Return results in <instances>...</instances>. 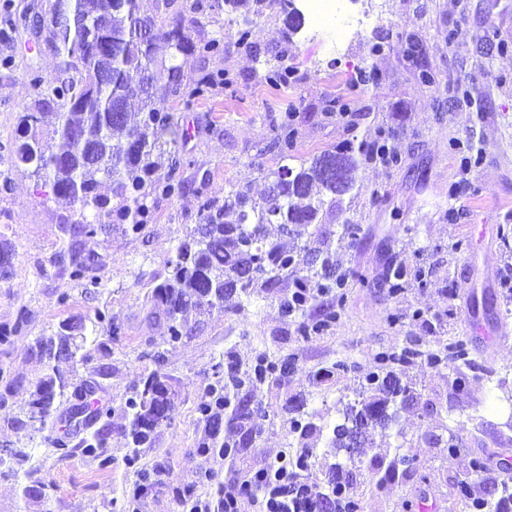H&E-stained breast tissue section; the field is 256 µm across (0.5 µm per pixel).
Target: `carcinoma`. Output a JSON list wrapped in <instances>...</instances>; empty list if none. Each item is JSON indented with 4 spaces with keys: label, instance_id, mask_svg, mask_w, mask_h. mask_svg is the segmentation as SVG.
<instances>
[{
    "label": "carcinoma",
    "instance_id": "carcinoma-1",
    "mask_svg": "<svg viewBox=\"0 0 512 512\" xmlns=\"http://www.w3.org/2000/svg\"><path fill=\"white\" fill-rule=\"evenodd\" d=\"M271 6L285 14L291 32L301 29L302 13L293 0H212L209 5L196 2L192 10L233 7L259 15ZM49 13V22L40 25V42L55 50L57 66L48 78L35 69L30 72L31 82L44 87L46 97L42 110L19 115L22 140L16 148L17 161L31 175L51 184L55 195L77 206L63 231L74 227L92 236L117 218L139 233L150 216L149 197L172 199L186 190L184 181L176 175L177 161L167 150L178 136L172 103L190 106L203 100L217 82L213 75L194 84L184 82L177 58L191 53L203 58L219 54L224 51V40L212 38L196 45L184 34L181 20L165 29L156 17L140 13L137 0H54ZM292 73L293 68L280 63L267 68L264 80L271 87L286 88ZM379 81L376 69L361 68L349 87L352 91L369 83L376 87ZM275 130L269 150L277 153L281 165L264 175L268 181L265 194L257 200L245 187L234 185L221 200L207 198L199 211L198 224L165 260L162 281L151 294L150 314L164 318L166 341H179L189 335L191 327L184 319L189 309L206 303L228 311L262 293L271 296L282 316L298 319L301 336L322 334L336 322V309L341 307L336 290L345 287L351 277L364 280L354 270L332 273L336 269V245H352L359 227L343 224L335 235L316 234L310 227L336 223V216L344 210V196L355 188L349 173L359 164L377 161L396 166L400 154L385 140L367 150L344 141L307 165L290 167L288 159L294 148L292 113L280 116ZM164 168L167 172L163 174ZM104 181L112 185L110 199L97 194ZM269 224L278 225L283 235L305 239L304 245L297 252L285 249L269 238ZM54 261L69 268L75 280L90 278L99 269L96 255L78 257L70 249L58 251ZM409 275L406 265L399 263L388 267L384 282L391 293L397 294ZM324 295L331 296L330 305L310 315ZM91 324L96 335L110 340L119 336L120 329L100 311ZM84 330L80 320L64 321L56 336L35 340L34 348L49 361L64 356L71 359L81 349L77 337L84 336ZM417 358L434 368H452L459 389L467 382L465 370L483 369L469 357L462 339L451 341L438 352L422 351L411 343L399 352L391 349L379 353L377 370L366 376L364 391L343 404L341 417L333 425L289 419V434L300 441L316 431L327 433V447L332 449L335 462L329 465L328 492L316 502L330 505L332 512H360L359 501L347 494L344 484V474L354 466L350 449L362 430L390 428L399 409L418 402V394L403 385L396 372V368L409 366ZM287 377L288 357L272 360L270 354L261 352L249 369L230 368L227 375L208 385L205 399L197 407L206 432L199 444L201 453L219 448L229 455L241 447L234 436L252 440L260 435L270 411L251 405V400L239 391L266 381L281 387ZM163 382H170V377L158 367L125 402L127 423L121 428L134 454L151 444L161 428L156 409L158 403L169 401L161 389ZM96 388L91 377L73 383L53 368L28 402L31 417L40 422L38 430L56 422L57 401L78 398L82 410H91L89 422L96 426L79 446L87 455H98L110 434L111 410L88 408L85 400ZM225 422L227 438L220 436ZM377 466L384 470L385 479L393 480L406 466V460L396 455L387 462L379 461ZM510 488L490 480L475 496L462 480L455 491L469 512H512Z\"/></svg>",
    "mask_w": 512,
    "mask_h": 512
}]
</instances>
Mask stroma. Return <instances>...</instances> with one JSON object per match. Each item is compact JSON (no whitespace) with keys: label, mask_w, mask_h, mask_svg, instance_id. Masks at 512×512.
<instances>
[{"label":"stroma","mask_w":512,"mask_h":512,"mask_svg":"<svg viewBox=\"0 0 512 512\" xmlns=\"http://www.w3.org/2000/svg\"><path fill=\"white\" fill-rule=\"evenodd\" d=\"M192 2L171 0L168 18L182 19L193 42L223 38L224 51L204 60L183 57L184 79L221 73L226 81L191 108L175 105L180 134L172 152L188 188L174 200L150 198V218L138 235L119 223L91 237L64 232L70 202L16 164L17 119L44 96L29 71L51 74L57 58L48 48L31 49L24 27L0 32V59L11 60L9 69L0 68V248L12 252L7 273L0 274V328L12 331L9 342H0V391L14 385L0 404V444L29 456L21 467L0 465V512H185L192 499L219 501L239 490L247 472L300 455L284 428L286 397L303 399L316 424L337 421L338 401L354 397L375 371L377 354L410 341L433 349L438 340L463 338L473 358L512 381V307L505 298L512 276V0H357L358 12L378 20L349 29L333 56L321 39L289 34L278 9L254 19L253 45L246 48L237 43L241 12L197 16ZM410 37L421 45L414 61L401 53ZM377 42L385 46L378 56L371 52ZM280 60L294 72L286 89L275 90L264 73ZM363 67L378 70L380 87L350 91L351 75ZM423 68L434 73V84L419 81ZM331 98L347 103L346 116L328 115ZM288 109L296 162L347 139L389 137L402 156L396 167L360 165L345 198L344 220L362 230L355 246L337 250L336 260L344 269H361L366 282L348 280L340 321L317 336H299L295 322L257 299L233 313L190 312V335L165 343L164 322L149 314L165 260L196 224L204 198L223 196L239 183L250 184L254 195L264 193L262 172L277 163L268 144ZM64 245L98 255L96 280L73 279L53 264ZM400 261L423 269L425 277H408L393 296L382 274ZM99 310L119 326L117 339L103 348L87 336L80 360H60L58 368L97 381L98 398L114 411V427L101 456L78 449L75 434V449L63 457L53 445L61 428L41 432L27 418L29 395L50 372L33 343L61 322H87ZM469 317L492 331L505 326L511 335L491 341L469 335ZM157 346L172 379L175 412L130 466L120 429L123 406L154 370ZM263 350L295 357L287 389L260 385L250 394L252 401L279 406L278 416L234 456L201 457L205 433L197 407L205 387L216 381L218 366H249ZM339 362L350 372H334ZM406 377L422 404L400 411L397 430L369 431L350 494L361 512H402L406 501L463 512L451 495L454 484L464 479L474 492L483 488V474L471 465L480 454L475 440L512 458V405L499 401L480 374L469 375L459 391L452 370L419 360ZM461 420L468 423L462 446L445 458L434 439ZM307 443L313 454L298 479L312 493L326 492L332 461L326 439L314 434ZM397 455L409 464L407 476L382 483L372 459Z\"/></svg>","instance_id":"obj_1"}]
</instances>
